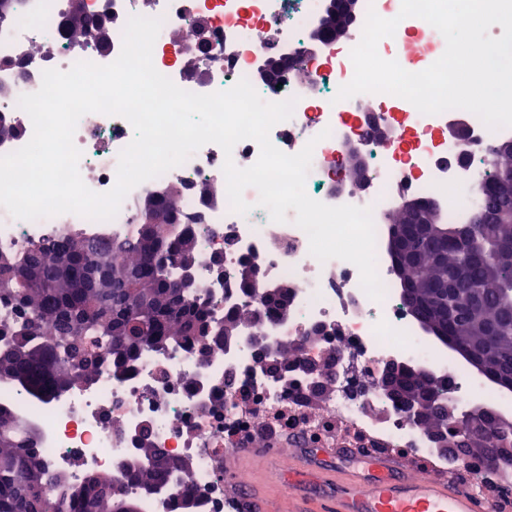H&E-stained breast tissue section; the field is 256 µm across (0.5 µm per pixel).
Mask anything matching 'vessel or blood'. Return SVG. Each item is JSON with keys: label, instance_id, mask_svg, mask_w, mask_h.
<instances>
[{"label": "vessel or blood", "instance_id": "obj_1", "mask_svg": "<svg viewBox=\"0 0 512 512\" xmlns=\"http://www.w3.org/2000/svg\"><path fill=\"white\" fill-rule=\"evenodd\" d=\"M348 466L337 498L317 497L293 490L287 504L257 496L244 471L232 478L231 497L245 501L255 512H488V502L468 488L443 478L412 475L398 458L349 450Z\"/></svg>", "mask_w": 512, "mask_h": 512}]
</instances>
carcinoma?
Here are the masks:
<instances>
[{
  "label": "carcinoma",
  "instance_id": "carcinoma-1",
  "mask_svg": "<svg viewBox=\"0 0 512 512\" xmlns=\"http://www.w3.org/2000/svg\"><path fill=\"white\" fill-rule=\"evenodd\" d=\"M72 39L98 44L104 38L95 18L83 15L82 0H70ZM490 179L482 185L480 206L469 224H450L440 210L426 224H407L397 210L390 234L403 233L412 248L424 253L438 247L443 263L423 258L401 270L400 290L413 289L414 310L424 312L428 285L448 282L445 323L451 336L466 342L485 363L486 375L512 382V224H495L498 210L512 205V153L492 149ZM183 188L172 186L162 197L146 195L137 205L133 234L115 242L88 238L76 228L27 245L19 253L0 252V298L26 316L20 325L0 324L9 337L0 350V380H12L34 395L80 385L98 367L116 375L128 372L145 347L165 349L199 344L209 351L224 346V337L241 335L250 318L246 308L215 319L198 302L183 257H199L197 242L181 209ZM305 347L292 342L278 351L284 360L271 361L277 374L283 362L297 363ZM392 381L422 397L431 422L444 430L448 447L461 432L471 435V459L486 457L506 438L498 423L484 417L459 421L444 390L412 370L398 371ZM39 435L19 413L0 405V512H142L145 496H129L108 479L90 475L72 485L47 466L38 448ZM143 490L177 503L190 490L191 468L170 458L147 438L120 464Z\"/></svg>",
  "mask_w": 512,
  "mask_h": 512
}]
</instances>
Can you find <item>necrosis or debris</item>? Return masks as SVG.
Returning a JSON list of instances; mask_svg holds the SVG:
<instances>
[{
  "label": "necrosis or debris",
  "instance_id": "1",
  "mask_svg": "<svg viewBox=\"0 0 512 512\" xmlns=\"http://www.w3.org/2000/svg\"><path fill=\"white\" fill-rule=\"evenodd\" d=\"M112 7L108 51L75 48L69 35V0H18L10 18L0 22V115L16 128L0 135V155L26 145L33 136L29 115L18 107L21 95L39 90L42 73L68 70L76 62L107 65L121 52L123 30L134 15L162 18L154 43L155 68L178 87L196 94L229 89L240 79L253 80L268 103L294 100L293 115L270 131L272 144L287 154L313 144L305 181L309 197L329 206L371 208L375 228L376 271L384 297L370 299L360 285L358 268L347 261H319L309 252L307 234L294 221L272 222L258 204L257 189L243 192L251 209L231 211L223 165L255 163V141L237 143L231 154L208 143L184 164L133 188L115 218L95 221L67 213L34 221L14 218L0 207V251L18 252L28 243L53 236L63 227H77L88 237L121 238L136 222V206L146 194H163L184 185L181 207L197 217L191 231L200 258L191 276L200 297L215 318L245 305L237 283L241 261L258 259L262 285L293 284L287 319L265 322L257 332L243 330L231 349L200 357L192 346L142 350L132 370L114 376L100 368L87 382L34 398L15 383L0 382V403L12 406L35 427L49 468L75 484L88 475L109 477L129 494L136 484L118 468L147 435L152 446L174 457H191V482L206 501V512H235L224 499V456L240 448H409L431 454V444L408 413L365 392L385 359L398 357L448 371L454 391H467L492 410L505 404L492 380L477 381L465 364L447 358L411 322L397 277L384 259L388 216L401 194L441 203L447 221L465 224L478 204L476 189L487 178L485 158L497 142L512 139V127L488 129L473 113L464 112L463 140L448 137L452 111L420 113L413 104L386 93H361L337 100L340 86L354 75L350 51L361 40L355 24L340 40L323 43L306 60L303 74L287 71L278 87L257 82V70L272 55L302 51L318 26L324 0H84L87 15ZM382 18H398L394 36L378 44L380 56L416 73L445 51L442 34L418 17L399 18L401 0H363ZM377 102V115L395 135L376 145L365 136L364 109ZM134 138L123 117L88 113L80 118L74 143L82 156L78 168L91 190L103 193L116 181L118 156ZM363 144L370 157L368 190L344 183L341 193L331 184L347 143ZM216 187L215 196L199 201L194 184ZM319 324L336 325L339 333L308 347L306 358L325 347L339 353L334 385L318 402H310L306 385L283 384L263 366L256 341L282 346ZM220 392L224 404L213 407Z\"/></svg>",
  "mask_w": 512,
  "mask_h": 512
}]
</instances>
